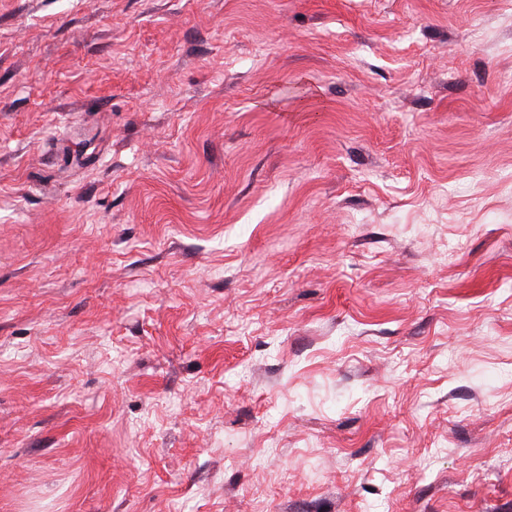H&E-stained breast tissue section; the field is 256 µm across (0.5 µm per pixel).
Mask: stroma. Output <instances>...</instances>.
I'll return each instance as SVG.
<instances>
[{"label":"stroma","mask_w":512,"mask_h":512,"mask_svg":"<svg viewBox=\"0 0 512 512\" xmlns=\"http://www.w3.org/2000/svg\"><path fill=\"white\" fill-rule=\"evenodd\" d=\"M0 512H512V0H0Z\"/></svg>","instance_id":"obj_1"}]
</instances>
